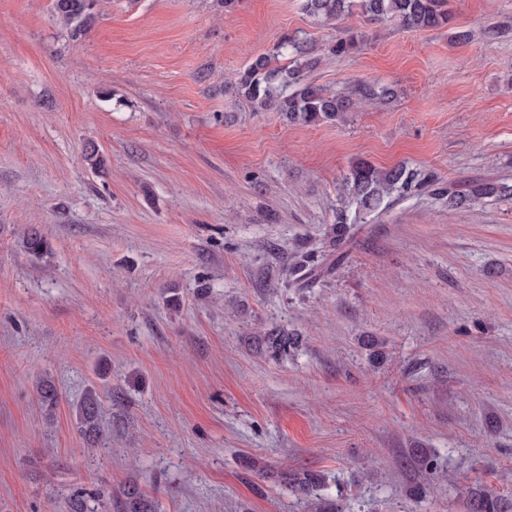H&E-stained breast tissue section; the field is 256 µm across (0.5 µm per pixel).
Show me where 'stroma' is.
<instances>
[{"instance_id": "obj_1", "label": "stroma", "mask_w": 512, "mask_h": 512, "mask_svg": "<svg viewBox=\"0 0 512 512\" xmlns=\"http://www.w3.org/2000/svg\"><path fill=\"white\" fill-rule=\"evenodd\" d=\"M303 4L106 0L75 39L51 0H0V512H67L75 487L109 512L130 481L160 512H319L338 495L345 512H468L475 487L512 493V198H409L332 275L282 277L329 249L357 159L512 185V29L488 37L512 0H448L451 24L422 31ZM348 31L360 47L327 54ZM287 34L321 56L312 84L375 82L392 101L290 126L225 94ZM280 329L298 345L259 350ZM90 390L94 448L74 414ZM418 448L442 471L422 500ZM246 457L327 487L298 499ZM37 396L45 415L53 416L59 402V394L55 384L48 378H42L36 384Z\"/></svg>"}]
</instances>
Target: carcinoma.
Here are the masks:
<instances>
[{
    "label": "carcinoma",
    "instance_id": "1",
    "mask_svg": "<svg viewBox=\"0 0 512 512\" xmlns=\"http://www.w3.org/2000/svg\"><path fill=\"white\" fill-rule=\"evenodd\" d=\"M100 0H52V12L69 30L71 37L81 36L93 19ZM447 0H305L304 9L312 17L339 20L357 10L368 20L393 22L409 30L441 28L449 25ZM363 42L360 32H351L329 47V53L342 56L351 53ZM295 54L301 60L287 69L274 65L275 56ZM321 58L304 49V42L283 37L276 54H259L228 84L224 93L243 98L259 110L273 108L284 113L291 125L340 124L346 121L353 99L369 102L378 107L386 106L393 98L387 86L359 83L349 94H330L307 81L308 71L316 68ZM429 196L448 202V209L470 206L486 199L512 197V186L492 181H473L457 189L437 178L421 176L405 164L381 169L364 159L355 161L344 179L342 206L336 211L332 228L336 249L319 256L294 257L288 268L292 283L316 280L333 274L347 256L346 247L351 243L357 224L369 217H379L399 202L414 196ZM30 255L39 257L48 250L45 236L32 233L24 241ZM269 353L278 356L294 344L290 335L272 332L266 341ZM37 396L45 415L51 417L59 402L55 384L43 378L36 384ZM102 402L89 391L77 404L75 416L81 436L89 443L102 437ZM324 483L323 474L300 470L284 477V487L292 494L309 498ZM469 512H512V496L481 489L470 495ZM114 512H156L155 501L132 481L125 484L120 496L113 503Z\"/></svg>",
    "mask_w": 512,
    "mask_h": 512
}]
</instances>
